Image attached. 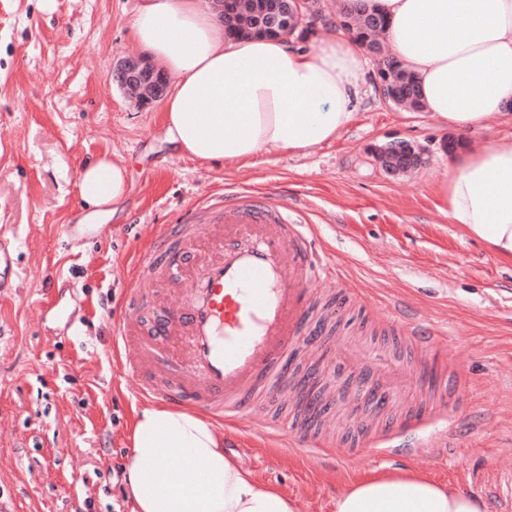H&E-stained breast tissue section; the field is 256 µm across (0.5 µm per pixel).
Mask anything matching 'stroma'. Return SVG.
<instances>
[{
	"label": "stroma",
	"mask_w": 512,
	"mask_h": 512,
	"mask_svg": "<svg viewBox=\"0 0 512 512\" xmlns=\"http://www.w3.org/2000/svg\"><path fill=\"white\" fill-rule=\"evenodd\" d=\"M136 3L0 0V234L13 240L19 272L17 291L0 300V507L133 512L124 463L141 404L112 356L109 317L164 225L202 202L210 224L243 196L273 195L295 202L288 221L307 226L312 262L336 269L329 287L313 289L307 327L447 388L398 393L362 431L348 416L356 376L300 350L293 370L324 364L318 421L303 427L294 399L272 396L270 429L225 433V455L302 512H333L339 493L373 473L423 474L500 512L489 489L512 468V260L445 214L438 186L451 130L385 103L371 69L357 119L309 154L183 156L166 139L162 102L140 107L112 80L119 59L140 54ZM392 140L422 150L408 175L386 174L369 155ZM104 155L126 167L129 193L115 213L93 217L78 172ZM68 224L85 235L66 237ZM51 279L67 290L60 312L44 313L36 301ZM400 322L439 339L417 347L399 338ZM299 431L333 451L297 446ZM445 431L449 443L433 447Z\"/></svg>",
	"instance_id": "1"
}]
</instances>
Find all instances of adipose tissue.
<instances>
[{"mask_svg":"<svg viewBox=\"0 0 512 512\" xmlns=\"http://www.w3.org/2000/svg\"><path fill=\"white\" fill-rule=\"evenodd\" d=\"M387 20L393 56L418 76L429 115L464 134L512 104V0H362ZM131 33L171 78L168 140L202 161L306 154L357 116L368 66L344 32L306 49L288 39L228 37L211 0H138ZM88 206L122 203L125 169L84 165ZM450 223L512 258V141L452 153L441 182ZM126 470L134 512H298L294 498L261 485L224 455V433L189 411L141 409ZM334 512H485L472 496L420 474L368 477Z\"/></svg>","mask_w":512,"mask_h":512,"instance_id":"obj_1","label":"adipose tissue"}]
</instances>
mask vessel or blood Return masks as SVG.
Wrapping results in <instances>:
<instances>
[{"instance_id":"1","label":"vessel or blood","mask_w":512,"mask_h":512,"mask_svg":"<svg viewBox=\"0 0 512 512\" xmlns=\"http://www.w3.org/2000/svg\"><path fill=\"white\" fill-rule=\"evenodd\" d=\"M284 208L247 200L214 224L165 225L136 264L150 296L112 323V350L139 399H160L233 421L258 422L257 407L272 383L287 378L288 358L308 346L304 326L309 289L333 279L314 266L302 225L274 223ZM14 248L0 236V299L9 295ZM512 507V471L491 488Z\"/></svg>"}]
</instances>
